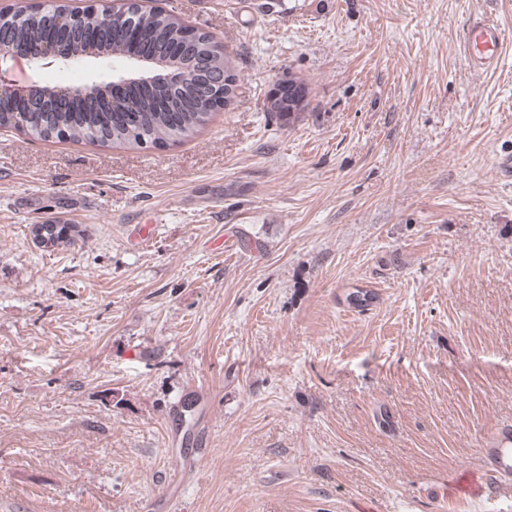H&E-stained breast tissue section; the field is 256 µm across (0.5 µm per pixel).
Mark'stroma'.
I'll return each mask as SVG.
<instances>
[{"instance_id": "35a3bbf8", "label": "stroma", "mask_w": 512, "mask_h": 512, "mask_svg": "<svg viewBox=\"0 0 512 512\" xmlns=\"http://www.w3.org/2000/svg\"><path fill=\"white\" fill-rule=\"evenodd\" d=\"M155 5L239 70L195 139L0 131V512H512L449 490L512 423V0ZM484 16L488 72L461 51ZM289 76L310 94L282 126ZM55 218L84 237L46 253ZM365 286L374 310L339 305ZM192 388L210 418L171 445ZM504 39V30L491 18H481L467 29L464 42L468 46L469 59L479 71L485 72L497 66Z\"/></svg>"}]
</instances>
